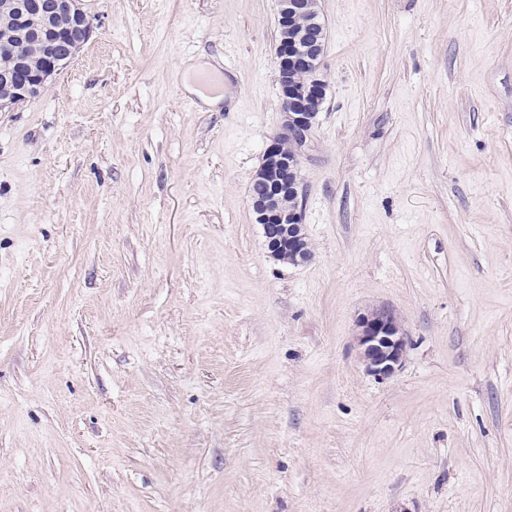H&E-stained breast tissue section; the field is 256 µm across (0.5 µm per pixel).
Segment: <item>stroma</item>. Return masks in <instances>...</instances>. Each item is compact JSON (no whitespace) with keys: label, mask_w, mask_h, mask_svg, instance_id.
<instances>
[{"label":"stroma","mask_w":512,"mask_h":512,"mask_svg":"<svg viewBox=\"0 0 512 512\" xmlns=\"http://www.w3.org/2000/svg\"><path fill=\"white\" fill-rule=\"evenodd\" d=\"M81 6L0 112V512H512V0H319L298 266L250 203L274 0ZM206 75L216 77L213 81L204 82L201 78ZM182 83L188 92L196 95L210 109H217L224 99L220 74L217 66L212 63L199 61L186 63L182 71ZM356 343L366 372L379 381L400 367L408 337L393 310L382 307L360 315Z\"/></svg>","instance_id":"35a3bbf8"}]
</instances>
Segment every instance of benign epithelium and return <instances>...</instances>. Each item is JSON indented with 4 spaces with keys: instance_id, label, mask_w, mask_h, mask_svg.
I'll return each instance as SVG.
<instances>
[{
    "instance_id": "obj_1",
    "label": "benign epithelium",
    "mask_w": 512,
    "mask_h": 512,
    "mask_svg": "<svg viewBox=\"0 0 512 512\" xmlns=\"http://www.w3.org/2000/svg\"><path fill=\"white\" fill-rule=\"evenodd\" d=\"M275 5L281 26L276 59L283 132L268 145L253 176L266 182L269 190L264 196H251V206L255 222L262 227L268 257L278 260L288 253L301 265L312 258L303 210L298 204L288 206L285 198L303 194L301 157L327 101L328 83L321 73L325 36L289 34L300 17L308 16L309 25L321 27L318 0H275ZM0 13L13 22L0 30V54L11 58L10 65L0 71L2 111L37 97L89 40L93 24L80 0H29L19 8L13 0H0ZM31 37L42 49L36 67L21 49ZM356 343L366 372L384 381L400 367L408 337L394 311L382 307L360 315Z\"/></svg>"
}]
</instances>
